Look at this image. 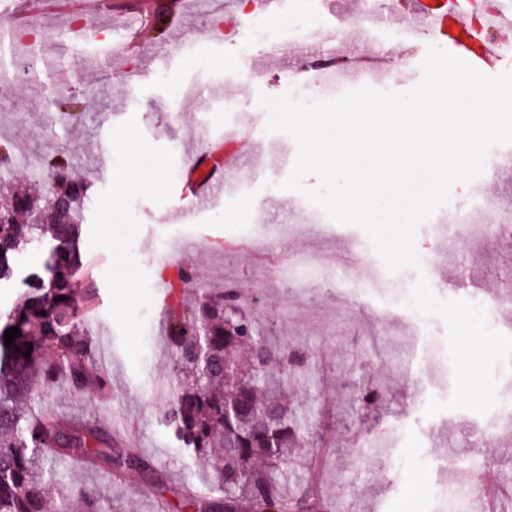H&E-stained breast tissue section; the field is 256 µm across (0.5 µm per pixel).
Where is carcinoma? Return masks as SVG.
<instances>
[{
	"mask_svg": "<svg viewBox=\"0 0 512 512\" xmlns=\"http://www.w3.org/2000/svg\"><path fill=\"white\" fill-rule=\"evenodd\" d=\"M74 160L58 154L42 166L50 181L4 185L0 200V280L13 273L19 255L49 245L40 272L28 276L21 302L0 322V512H51L59 475L43 458L101 462L115 470L155 471L134 450L114 454L110 442L90 426L64 430L51 416L29 419L23 401L37 386L68 380L76 386H105L88 361L73 275L83 266L76 214L88 202V185L72 178ZM62 300H57V297ZM20 330L5 345V332ZM177 365L176 397L166 420L183 448L208 460L219 495L183 498L191 512H322L310 497L284 491L282 472L293 449L310 434L288 407L275 362L290 364L289 351L271 348L241 309L236 288H214L193 305L183 298L166 323ZM30 357H24L26 350ZM72 512H98L95 493L73 495Z\"/></svg>",
	"mask_w": 512,
	"mask_h": 512,
	"instance_id": "cac0c4a2",
	"label": "carcinoma"
}]
</instances>
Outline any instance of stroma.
<instances>
[{"label":"stroma","instance_id":"stroma-1","mask_svg":"<svg viewBox=\"0 0 512 512\" xmlns=\"http://www.w3.org/2000/svg\"><path fill=\"white\" fill-rule=\"evenodd\" d=\"M104 1L85 0L77 14L40 16L36 41L27 47L12 41L5 21L27 0H0V51L10 57L36 55L40 74L38 80L19 85L13 65L0 68V87L10 90L0 107V143L21 145L32 156L76 154L83 163L75 174L96 194L112 176L109 133L132 115L151 144L173 151L175 186L185 180L187 152L223 153V161L213 167L214 177H251L247 199L215 198L185 218L177 213L179 195L160 205L137 199L133 211L141 229L133 253L153 283L164 266L192 268L197 297L234 284L244 313L263 335L303 354L296 380L285 389L293 409L309 413L313 430L288 470L292 491H311L315 498L337 503L341 512H438L433 493L460 479L455 462L488 460L498 507L512 506V443L471 444L474 429L489 423L490 415L444 410L424 417L429 399L445 402L449 395L425 360L410 359L419 339L412 316L391 305L389 290L363 287V268L350 260L346 247L351 242L369 245L367 234L355 226L310 223L303 196L270 185L271 173L289 175L297 145L283 141L277 153H270L273 136L266 130L267 113L258 96L288 91L284 72L308 69L309 47L298 37L306 17L296 15L289 30L279 33V43L289 51L273 58L261 52V37L248 24H241L230 39L210 36L235 0H187L178 18L173 15L176 0H108V10ZM307 6L331 36L342 39L341 63L346 67L388 42L383 26L362 35L347 0H308ZM391 45L387 64L405 71L392 88L408 90L422 78L428 44L408 38ZM61 84L91 101L80 118L44 111L45 98ZM228 98L239 100L249 113L250 126L242 136L252 151L241 163L225 142L233 124L224 110ZM203 129L209 141L200 140ZM246 200L269 218L262 240H254L247 225L237 221ZM416 249L458 276L477 271L475 289L434 285L442 298L492 294L512 276V238L491 234L446 248L430 225L422 224ZM303 254L337 258L345 263L347 278L325 287L316 269L298 265ZM45 257L41 248L16 263L12 279L0 284V315L20 302L26 277L41 269ZM110 263L108 251L85 249L84 266L74 276L80 288L94 291L87 314L89 362L107 379L106 392L67 382L43 388L30 398L29 415L51 413L68 428H98L114 450L132 447L152 458L164 482L155 484L135 470L116 473L103 464L69 460L61 467L65 486L54 498L53 512H71L68 495L79 488L100 494L103 512H156L159 498L177 503L184 486L196 492L209 489L207 468L180 447L164 421L176 368L161 312L172 299L156 292L143 308L145 353L138 366H131L108 315L105 272ZM377 386L384 387V400L361 408L358 396Z\"/></svg>","mask_w":512,"mask_h":512}]
</instances>
